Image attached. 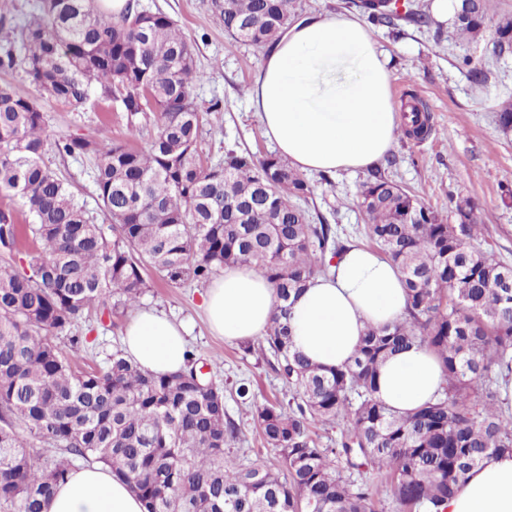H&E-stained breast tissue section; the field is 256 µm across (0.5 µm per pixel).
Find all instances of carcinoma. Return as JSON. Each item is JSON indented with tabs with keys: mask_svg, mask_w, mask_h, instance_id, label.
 Listing matches in <instances>:
<instances>
[{
	"mask_svg": "<svg viewBox=\"0 0 512 512\" xmlns=\"http://www.w3.org/2000/svg\"><path fill=\"white\" fill-rule=\"evenodd\" d=\"M297 0H211L224 32L262 47L275 42ZM493 0H461L453 30L471 39ZM377 24L397 13L356 4ZM21 69L46 99L82 106L98 85L128 120L156 112L146 149L82 135L52 136L40 99L0 87V195L20 198L33 222L0 208V509L45 512L78 462L102 463L125 479L147 512H445L469 470L512 454V265L473 246L480 225L446 224L401 185L374 174L361 202L366 232L404 277L403 321L367 329L352 360L312 364L292 349L290 300L330 271L346 248L302 207L308 181L287 160L229 150L202 162L201 79L195 48L175 21L131 5L115 17L97 0H39L19 39L0 27V73ZM401 133L419 136L428 116L404 113ZM53 153L93 154L103 214L95 223L57 173ZM252 266L278 306L259 349L289 398L252 404L279 465L235 454L240 428L224 386L201 378L199 359L169 375L141 369L117 350L77 371L73 348L86 315L133 308L152 268L171 284L206 282L221 268ZM424 346L446 377L440 398L398 414L377 397L392 355ZM340 436L322 447L317 424Z\"/></svg>",
	"mask_w": 512,
	"mask_h": 512,
	"instance_id": "cac0c4a2",
	"label": "carcinoma"
}]
</instances>
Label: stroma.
Wrapping results in <instances>:
<instances>
[{
  "instance_id": "1",
  "label": "stroma",
  "mask_w": 512,
  "mask_h": 512,
  "mask_svg": "<svg viewBox=\"0 0 512 512\" xmlns=\"http://www.w3.org/2000/svg\"><path fill=\"white\" fill-rule=\"evenodd\" d=\"M141 9L171 17L195 47L197 67L203 78L195 86L200 107L220 102L218 117L208 118L199 145L202 159L210 164L223 160L233 149L256 157L273 154L275 147L264 134L248 90L258 77L265 48L233 42L210 8V0H138ZM400 11L425 4L431 22L415 27L406 20L395 26H372L379 50L391 73V94L403 107L407 93L427 106L431 131L421 141L395 138L374 167L308 174L312 193L307 208L312 223L332 225L341 239L366 245L363 233L368 218L358 204L364 183L381 172L405 186L443 221H459L456 205L468 199L475 205L481 226L476 244L497 260L512 265V200L503 201L502 185H512V128L503 129L498 114L512 105V50L501 49L498 26L512 20V0H494L492 15L480 36L460 42L453 35L452 14L438 10L436 0H398ZM49 131L58 135L83 134L108 137L146 148L154 133L153 114L139 115L129 123L119 101L93 89L80 108L42 100ZM137 133H130V126ZM45 162L69 184L80 202L99 215L95 184L96 160L46 156ZM148 283L137 308L112 317L89 314L81 332L87 340L75 353L79 367L104 364L121 347V334L137 310L156 309L181 322L188 346L198 358L210 360L214 379L224 386V402L241 429L238 454L247 460L275 462L276 453L266 448L254 429L252 409L237 403L234 386L245 381L255 402L284 398L288 387L260 352L244 353L240 343L214 335L200 309L203 283L167 284L146 271Z\"/></svg>"
}]
</instances>
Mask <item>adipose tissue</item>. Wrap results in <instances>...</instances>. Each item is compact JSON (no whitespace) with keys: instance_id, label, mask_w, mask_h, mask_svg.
Segmentation results:
<instances>
[{"instance_id":"adipose-tissue-1","label":"adipose tissue","mask_w":512,"mask_h":512,"mask_svg":"<svg viewBox=\"0 0 512 512\" xmlns=\"http://www.w3.org/2000/svg\"><path fill=\"white\" fill-rule=\"evenodd\" d=\"M390 73L367 25L344 13L309 16L270 48L248 95L279 154L302 172L373 165L396 138L401 120ZM211 329L225 340L262 337L277 312L271 284L256 269L232 266L204 295ZM406 307L396 265L366 248L337 259L292 305L295 349L311 363L349 362L367 328L399 321ZM126 356L142 369L168 374L185 365L184 328L162 313L138 312L124 339ZM445 374L436 356L418 347L382 366L379 397L404 414L434 400ZM46 512H146L142 500L109 467L87 464L59 485ZM446 512H512V456L485 459L461 482Z\"/></svg>"}]
</instances>
